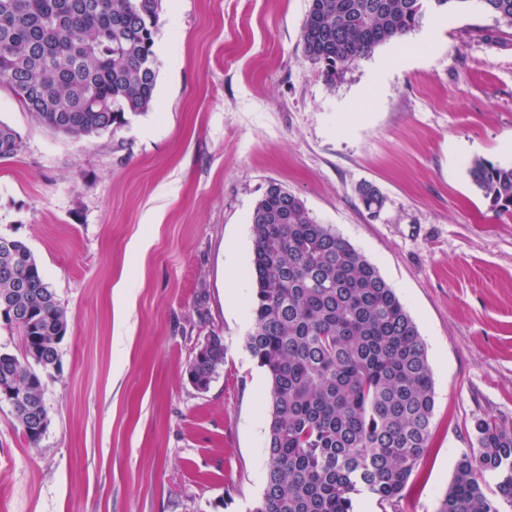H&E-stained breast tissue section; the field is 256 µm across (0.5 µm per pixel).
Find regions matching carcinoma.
I'll return each mask as SVG.
<instances>
[{"instance_id": "cac0c4a2", "label": "carcinoma", "mask_w": 512, "mask_h": 512, "mask_svg": "<svg viewBox=\"0 0 512 512\" xmlns=\"http://www.w3.org/2000/svg\"><path fill=\"white\" fill-rule=\"evenodd\" d=\"M470 0H311L302 53L328 85L381 45L427 21L448 18ZM161 0H0V80L47 129L74 138L98 135L149 111L157 95L154 51ZM483 11L512 28V0H484ZM21 149L0 121V159ZM468 174L490 208L512 214V166L472 161ZM373 217L384 197L358 189ZM252 328L247 349L269 378L265 481L252 512H355L369 493L390 506L404 496L429 448L435 393L424 342L376 267L301 198L268 186L252 216ZM6 324L42 353L0 352L17 390L43 417L42 374L59 367L68 321L31 250L20 239L0 249V308ZM187 374L210 386L224 366L213 336ZM477 448L460 458L439 512H499L477 474L498 478L512 502V427L475 420Z\"/></svg>"}]
</instances>
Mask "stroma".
I'll return each mask as SVG.
<instances>
[{"instance_id":"35a3bbf8","label":"stroma","mask_w":512,"mask_h":512,"mask_svg":"<svg viewBox=\"0 0 512 512\" xmlns=\"http://www.w3.org/2000/svg\"><path fill=\"white\" fill-rule=\"evenodd\" d=\"M310 0H162L147 113L75 139L0 82V236L68 316L29 445L0 403V512H251L269 381L246 348L251 214L270 184L362 253L423 338L430 446L396 512H438L475 418L512 426V215L468 166L512 164V29L470 0L327 85L302 57ZM385 197L370 217L360 184ZM218 334L207 391L186 369ZM20 149V134L7 123L0 121V159L17 155Z\"/></svg>"}]
</instances>
